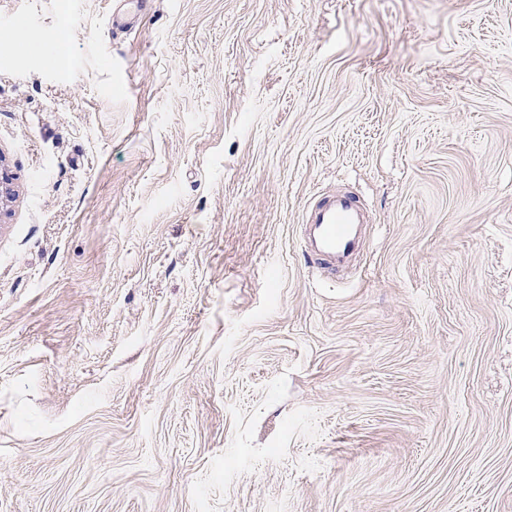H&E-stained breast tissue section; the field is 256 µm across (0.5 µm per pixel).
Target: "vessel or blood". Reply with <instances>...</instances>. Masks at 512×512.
I'll list each match as a JSON object with an SVG mask.
<instances>
[{
    "mask_svg": "<svg viewBox=\"0 0 512 512\" xmlns=\"http://www.w3.org/2000/svg\"><path fill=\"white\" fill-rule=\"evenodd\" d=\"M368 222L366 208L349 191L323 196L311 204L302 226L305 252L312 264L327 270L342 266L359 247Z\"/></svg>",
    "mask_w": 512,
    "mask_h": 512,
    "instance_id": "b4317fda",
    "label": "vessel or blood"
}]
</instances>
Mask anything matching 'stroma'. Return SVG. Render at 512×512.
<instances>
[{"mask_svg":"<svg viewBox=\"0 0 512 512\" xmlns=\"http://www.w3.org/2000/svg\"><path fill=\"white\" fill-rule=\"evenodd\" d=\"M0 161V512H512V0H0ZM367 222L366 208L350 191L327 194L311 204L302 224V239L311 263L336 271L357 251L361 229Z\"/></svg>","mask_w":512,"mask_h":512,"instance_id":"stroma-1","label":"stroma"}]
</instances>
